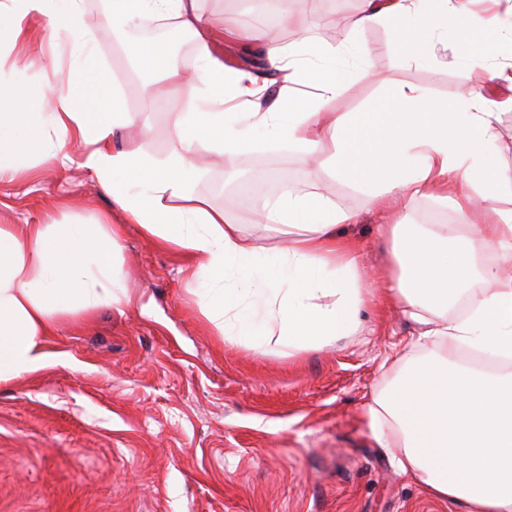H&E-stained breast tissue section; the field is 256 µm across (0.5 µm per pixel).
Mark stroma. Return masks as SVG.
Instances as JSON below:
<instances>
[{
	"label": "stroma",
	"instance_id": "1",
	"mask_svg": "<svg viewBox=\"0 0 512 512\" xmlns=\"http://www.w3.org/2000/svg\"><path fill=\"white\" fill-rule=\"evenodd\" d=\"M213 50L230 69L245 67L257 48L223 41L224 19L251 15V0H200ZM307 36L335 47L346 67L344 87L328 106L359 112L397 89L416 88L436 103L458 104L463 89H478L498 114L493 165L512 170V89L488 84L483 70L454 60L459 45L435 34L436 54L408 56L386 25L355 33L349 20L328 24L309 0H292ZM84 27L95 38V60L112 79L125 114L112 144H135L162 158L174 135V113L191 110L208 91L198 79L180 94L146 107L149 75L129 68L126 46L138 30L108 26L97 0H83ZM347 32L338 40L337 29ZM34 22L32 52L6 55L0 80L11 86L65 87L73 66L63 42L46 43ZM166 63L200 70L195 42L176 27L156 42ZM373 75L361 77L362 63ZM195 155L202 168L190 185L231 216L263 249L286 235L253 208L246 188L316 182L354 211L338 235L351 242L366 277L360 330L352 336L292 353H260L227 343L207 317L208 304L185 252L128 223L98 178L78 162L60 166L38 153L0 182L2 224L120 225L115 275L126 293L120 304L57 315L46 340L49 365L0 383V512H466L432 499L397 467L396 448L378 447L366 416L372 397L397 375L395 353L419 354L417 328L382 290L391 243L378 232L384 215L362 188L331 176L325 157L302 155L266 130L252 133L234 170L208 147Z\"/></svg>",
	"mask_w": 512,
	"mask_h": 512
}]
</instances>
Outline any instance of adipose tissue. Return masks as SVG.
<instances>
[{"mask_svg": "<svg viewBox=\"0 0 512 512\" xmlns=\"http://www.w3.org/2000/svg\"><path fill=\"white\" fill-rule=\"evenodd\" d=\"M82 0H0V45L28 38L25 17L48 18L47 38L68 32L67 50L81 73L67 88L24 85L13 108L0 110V179L14 176L27 151L67 165L78 149L82 167L93 171L128 220L151 237L190 253L195 277L207 287L208 319L225 339L257 349L275 344L302 350L352 335L363 302L361 269L352 246L336 236L354 213L315 186L285 188L273 201L254 197L266 220L287 229L286 246L260 251L224 211L193 197L195 145H207L235 168L249 149L254 129L275 139L322 151L335 177L368 190L386 203L393 223L396 274L390 294L406 307L430 345L407 358L396 379L372 398L367 417L379 447L398 443V468L423 483L441 502L462 503L468 512H512V372H490L449 362L446 344L512 360V214L486 212L482 224L467 223L475 199L491 201L512 185V174L490 168L497 139L484 96L463 90L471 110L432 105L402 90L366 111L335 113L325 106L343 89L336 52L302 38L282 45L268 28L224 21L226 35L258 45L265 76L225 71L202 32L198 0H110L109 22L171 20L196 39V54L212 82L192 111L176 113L174 138L163 159L140 150H114L112 127L119 114L109 101V76L93 60V36L81 30ZM471 0H361L353 31L389 22L394 41L413 56H432L433 33L459 36L469 62L483 66L488 81L512 87V67L491 65L508 29L503 17H474ZM135 65L158 73L150 98L179 92L188 74L164 64L147 46L129 47ZM32 102L42 112L27 111ZM56 141L45 147L46 132ZM452 192L461 221L425 228L409 223L404 210L416 199ZM118 227L93 224L0 226V383L45 368V341L57 314L113 304L121 287L112 258L121 249ZM500 260L477 267L478 250ZM481 289H473L472 279ZM465 303L458 318L449 308ZM486 471L481 489L466 474L473 459Z\"/></svg>", "mask_w": 512, "mask_h": 512, "instance_id": "adipose-tissue-1", "label": "adipose tissue"}]
</instances>
